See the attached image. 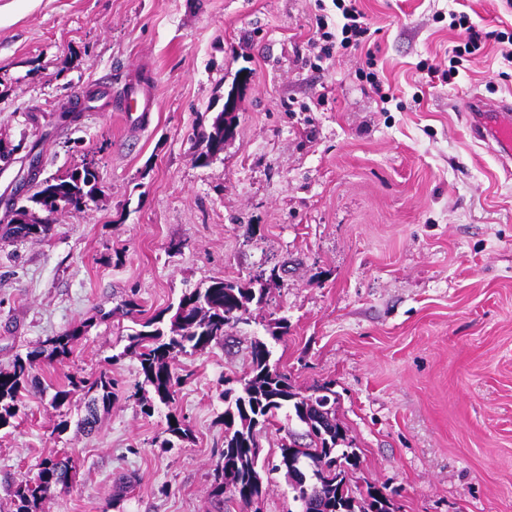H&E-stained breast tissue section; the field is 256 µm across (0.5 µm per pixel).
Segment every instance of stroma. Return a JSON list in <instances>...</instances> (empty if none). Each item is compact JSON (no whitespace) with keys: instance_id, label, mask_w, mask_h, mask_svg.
I'll return each instance as SVG.
<instances>
[{"instance_id":"stroma-1","label":"stroma","mask_w":512,"mask_h":512,"mask_svg":"<svg viewBox=\"0 0 512 512\" xmlns=\"http://www.w3.org/2000/svg\"><path fill=\"white\" fill-rule=\"evenodd\" d=\"M366 48L313 47L332 0H0V225L39 178L92 164L99 194L54 216L44 240L0 241V368L83 320L91 325L40 379L108 371L118 396L92 434L75 399L24 393L0 432V512L44 457L67 452L68 488L40 512H219L224 377L253 339L309 392L327 383L360 455L358 486L397 512H512V176L469 131L463 99L512 98V64L490 32H512L506 0H362ZM467 12L480 47L448 27ZM373 55L394 98L359 69ZM459 55L452 85L421 63ZM134 86L148 123L113 111ZM234 134L208 166L193 154L227 94ZM279 266L280 283L224 344L180 356L177 411L191 430L161 444L165 409L144 414L124 355L132 318L97 320L133 293L144 315L214 278ZM286 317L271 340L268 323ZM67 421L58 431L59 421ZM134 478L120 500L119 478Z\"/></svg>"}]
</instances>
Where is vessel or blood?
Wrapping results in <instances>:
<instances>
[{"label": "vessel or blood", "instance_id": "vessel-or-blood-1", "mask_svg": "<svg viewBox=\"0 0 512 512\" xmlns=\"http://www.w3.org/2000/svg\"><path fill=\"white\" fill-rule=\"evenodd\" d=\"M113 107L119 112H137L147 115L153 103L149 96L120 94L113 100ZM466 111L473 136L497 153L504 167L512 166V99H488L479 95L470 96Z\"/></svg>", "mask_w": 512, "mask_h": 512}]
</instances>
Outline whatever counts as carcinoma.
<instances>
[{
	"mask_svg": "<svg viewBox=\"0 0 512 512\" xmlns=\"http://www.w3.org/2000/svg\"><path fill=\"white\" fill-rule=\"evenodd\" d=\"M236 117L221 111L209 127L197 134L195 160L207 165L224 152V143L233 135ZM99 192L95 170L85 164L64 176H51L35 183L25 203L17 206L10 224L0 228L1 241L47 238L54 229L52 216L64 209L81 211ZM44 213L39 219L35 211ZM280 279L278 268L268 279L253 276L245 282L215 278L204 287L182 293L170 318L159 313L127 336L124 353L137 358L142 381L130 397L140 401L144 413L155 405L168 408L163 444L190 439V431L174 410L176 388L185 378L175 372L176 360L188 352H203L226 339L229 331L249 319L252 306H262L266 285ZM89 323L86 321L50 337L38 351L18 354L7 369H0V430L14 427L19 413L21 392L42 387L33 373L39 357L63 363L72 355ZM265 342L250 344L247 369L239 377H227L228 387L220 393L224 401V448L215 464L210 495L224 503V494L244 508L253 496H262L264 481L258 467L260 433L272 424L279 410L286 408L304 425L301 434L288 432L279 446L275 471L283 470L293 500L300 512H394V503L379 488L360 490L351 485L349 473L359 465L355 449H344L346 433L336 420V393L326 385H317L303 394L288 374L270 364ZM116 382L104 371L95 377L70 375L67 385L55 391L52 404L59 409L77 394L89 397L88 414L78 422L79 430L93 431L97 407H108L115 396ZM72 461L60 454L51 455L35 465L32 474L16 484L13 497L16 512H37L40 503L57 488L67 487L72 477Z\"/></svg>",
	"mask_w": 512,
	"mask_h": 512,
	"instance_id": "obj_1",
	"label": "carcinoma"
}]
</instances>
